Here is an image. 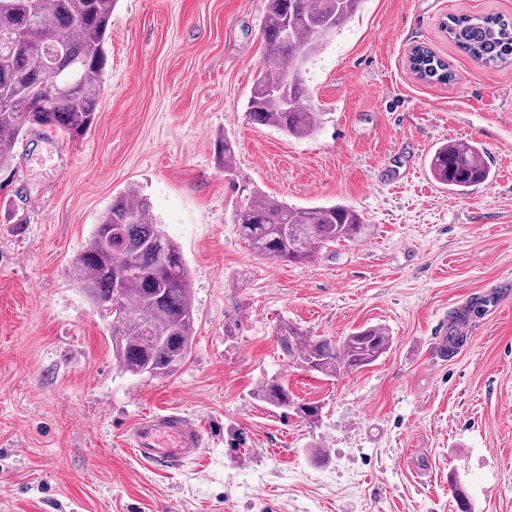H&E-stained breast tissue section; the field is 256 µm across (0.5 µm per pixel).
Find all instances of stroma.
I'll list each match as a JSON object with an SVG mask.
<instances>
[{
  "label": "stroma",
  "instance_id": "stroma-1",
  "mask_svg": "<svg viewBox=\"0 0 512 512\" xmlns=\"http://www.w3.org/2000/svg\"><path fill=\"white\" fill-rule=\"evenodd\" d=\"M266 0H118L91 130L35 127L0 170V512H512V63L487 67L441 23L512 20V0H362L308 62L323 114L294 138L253 124ZM453 73L411 71L414 46ZM236 143L233 171L216 140ZM449 141L486 151L463 195L431 175ZM146 197L186 260L195 345L168 377L117 368L100 310L71 262L113 198ZM296 206L339 203L366 237L303 263L255 256L232 213L244 190ZM483 303L457 353L436 346ZM290 321L339 339L384 327L389 351L336 377L280 348ZM278 375L321 405L284 417L254 396ZM174 408L208 429L200 458L158 471L122 444ZM420 52L416 53V57H419L420 60H415L414 65L420 66L419 71L415 70L418 73H421L419 79L430 82V83H447L453 77L452 72L447 66V62L442 58L437 56L433 51L429 48L420 46ZM417 47H413L410 55V67H413L412 64L414 60V51Z\"/></svg>",
  "mask_w": 512,
  "mask_h": 512
}]
</instances>
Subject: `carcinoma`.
<instances>
[{
    "label": "carcinoma",
    "mask_w": 512,
    "mask_h": 512,
    "mask_svg": "<svg viewBox=\"0 0 512 512\" xmlns=\"http://www.w3.org/2000/svg\"><path fill=\"white\" fill-rule=\"evenodd\" d=\"M361 0H266L262 20L265 58L283 64L261 67L247 115L260 126L306 138L322 125L309 100L302 71ZM117 0H0V169L31 126L80 138L93 126L108 63L106 43ZM449 38L474 60L512 61V22L496 15L459 16L448 22ZM420 79L446 83L447 62L427 47L417 53ZM216 159L233 169L234 144L217 140ZM433 177L451 191L486 182L490 170L476 143L450 142L430 156ZM240 237L258 257L289 262L311 260L323 249L365 235L369 225L341 204L290 206L260 191L241 201L233 215ZM74 280L92 304L111 318L112 351L118 368L131 376L166 377L190 353L195 337L192 284L181 246L156 222L147 199L129 188L112 201L95 225L89 246L71 264ZM456 315L446 336L447 354L461 346ZM289 358L328 377L374 364L390 347L385 328L372 326L337 341L312 336L289 322L277 327ZM258 401L283 415L301 403L279 377L262 382Z\"/></svg>",
    "instance_id": "1"
}]
</instances>
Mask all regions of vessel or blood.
<instances>
[{
	"instance_id": "obj_1",
	"label": "vessel or blood",
	"mask_w": 512,
	"mask_h": 512,
	"mask_svg": "<svg viewBox=\"0 0 512 512\" xmlns=\"http://www.w3.org/2000/svg\"><path fill=\"white\" fill-rule=\"evenodd\" d=\"M205 433L197 420L177 410H162L133 423L124 433V444L153 468H173L200 457Z\"/></svg>"
}]
</instances>
